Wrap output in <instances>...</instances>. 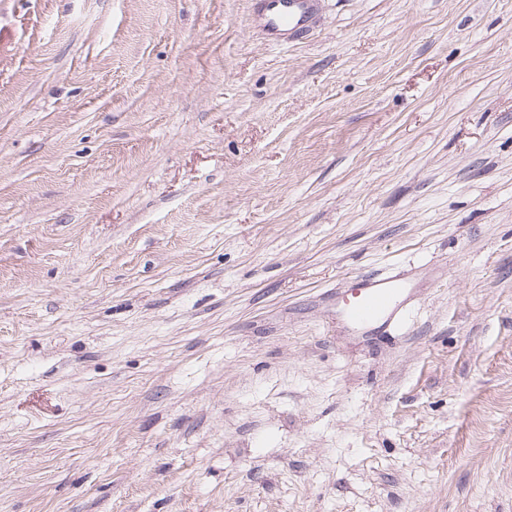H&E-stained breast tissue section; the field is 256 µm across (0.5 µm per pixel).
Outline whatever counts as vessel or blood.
Wrapping results in <instances>:
<instances>
[{
  "mask_svg": "<svg viewBox=\"0 0 512 512\" xmlns=\"http://www.w3.org/2000/svg\"><path fill=\"white\" fill-rule=\"evenodd\" d=\"M255 6L269 36H300L308 30L316 0H256ZM409 288L407 281L393 274L357 280L339 299V314L346 325L359 333L380 322L402 320Z\"/></svg>",
  "mask_w": 512,
  "mask_h": 512,
  "instance_id": "vessel-or-blood-1",
  "label": "vessel or blood"
}]
</instances>
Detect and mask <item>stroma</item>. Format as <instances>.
I'll use <instances>...</instances> for the list:
<instances>
[{
    "mask_svg": "<svg viewBox=\"0 0 512 512\" xmlns=\"http://www.w3.org/2000/svg\"><path fill=\"white\" fill-rule=\"evenodd\" d=\"M314 24L0 0V512H512V0ZM411 288L400 276L384 274L357 280L340 299L339 315L350 328L365 333L379 322L403 319L404 296Z\"/></svg>",
    "mask_w": 512,
    "mask_h": 512,
    "instance_id": "stroma-1",
    "label": "stroma"
}]
</instances>
